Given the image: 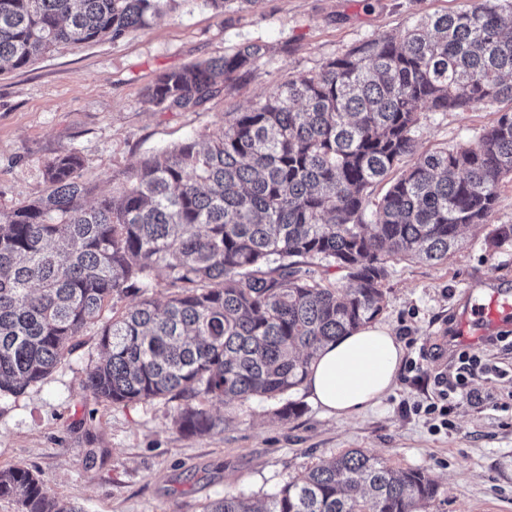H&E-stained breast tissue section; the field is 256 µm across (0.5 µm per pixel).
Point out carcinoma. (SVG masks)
I'll use <instances>...</instances> for the list:
<instances>
[{"label": "carcinoma", "instance_id": "obj_1", "mask_svg": "<svg viewBox=\"0 0 512 512\" xmlns=\"http://www.w3.org/2000/svg\"><path fill=\"white\" fill-rule=\"evenodd\" d=\"M163 2L0 0V65L117 41ZM265 55L245 44L164 72L146 101L195 112ZM491 102L509 108L475 141L419 155L371 203V188L414 154L421 107ZM83 168L78 152L57 155L44 191L0 212V396L42 381L114 298L163 273L175 295L103 323L86 386L112 404L179 398L178 429L209 435L221 420L201 401L281 399L325 344L380 315L387 260L445 261L464 228L487 223L512 175V0L429 14L398 40L291 75L207 140L144 156L91 206ZM313 259L346 272L349 287L326 283ZM439 492L425 470L352 449L260 508L226 494L204 512H427ZM0 497L21 512H81L23 467L0 470Z\"/></svg>", "mask_w": 512, "mask_h": 512}]
</instances>
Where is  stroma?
Listing matches in <instances>:
<instances>
[{
	"label": "stroma",
	"mask_w": 512,
	"mask_h": 512,
	"mask_svg": "<svg viewBox=\"0 0 512 512\" xmlns=\"http://www.w3.org/2000/svg\"><path fill=\"white\" fill-rule=\"evenodd\" d=\"M472 0H259L245 12H217L201 0H169L161 18L129 32L45 55L0 72V212L37 196L45 169L67 149L80 152L95 195L146 154L209 134L262 101L285 78L319 69L367 40L398 37L421 17ZM260 43L267 55L246 78L227 84L195 112H159L144 92L162 73ZM500 104L464 112L421 109L418 152L474 141ZM512 224V179L498 189L486 224L465 230L448 262L388 260L386 303L377 321L402 342L406 364L382 401L348 418L327 415L304 387L289 420L277 401H206L220 417L214 433L179 431L176 400L110 404L85 382L101 356L100 323L69 344L64 360L24 392L0 397V470L15 466L41 479L48 496L82 512H202L230 493L254 502L306 468L351 448L398 469L428 470L440 484L429 512H512V410L460 402L454 429L433 431L416 409L436 399L447 361L430 357L454 335L460 313L482 289L512 293V240L493 231ZM416 369H408V361Z\"/></svg>",
	"instance_id": "1"
}]
</instances>
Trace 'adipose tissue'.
<instances>
[{
    "label": "adipose tissue",
    "instance_id": "ef3b65f1",
    "mask_svg": "<svg viewBox=\"0 0 512 512\" xmlns=\"http://www.w3.org/2000/svg\"><path fill=\"white\" fill-rule=\"evenodd\" d=\"M404 348L387 326L367 325L326 344L311 362L304 387L328 414L351 417L393 389Z\"/></svg>",
    "mask_w": 512,
    "mask_h": 512
}]
</instances>
